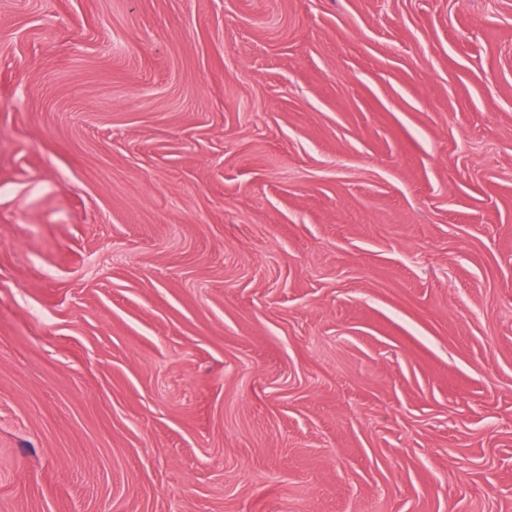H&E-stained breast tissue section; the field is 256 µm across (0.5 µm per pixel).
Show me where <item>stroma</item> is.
<instances>
[{
    "label": "stroma",
    "instance_id": "stroma-1",
    "mask_svg": "<svg viewBox=\"0 0 512 512\" xmlns=\"http://www.w3.org/2000/svg\"><path fill=\"white\" fill-rule=\"evenodd\" d=\"M0 512H512V0H0Z\"/></svg>",
    "mask_w": 512,
    "mask_h": 512
}]
</instances>
